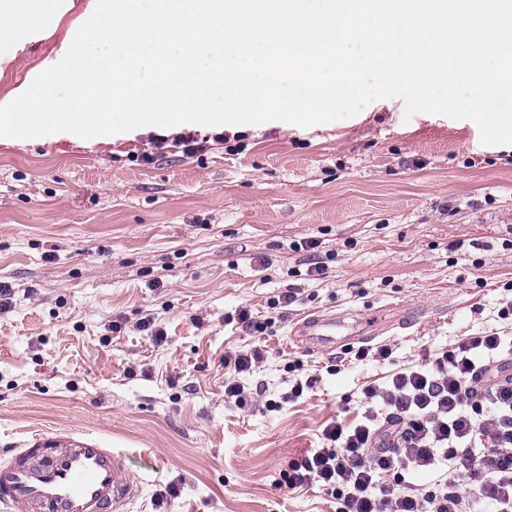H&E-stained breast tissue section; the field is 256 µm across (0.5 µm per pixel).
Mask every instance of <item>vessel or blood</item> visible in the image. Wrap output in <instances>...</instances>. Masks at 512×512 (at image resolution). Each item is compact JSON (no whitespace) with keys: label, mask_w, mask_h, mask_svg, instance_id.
Listing matches in <instances>:
<instances>
[{"label":"vessel or blood","mask_w":512,"mask_h":512,"mask_svg":"<svg viewBox=\"0 0 512 512\" xmlns=\"http://www.w3.org/2000/svg\"><path fill=\"white\" fill-rule=\"evenodd\" d=\"M343 315H312L293 341L310 350H335L365 341L364 332L337 336ZM138 479L123 454L95 439L61 436L11 449L0 459V506L5 512H130Z\"/></svg>","instance_id":"1"}]
</instances>
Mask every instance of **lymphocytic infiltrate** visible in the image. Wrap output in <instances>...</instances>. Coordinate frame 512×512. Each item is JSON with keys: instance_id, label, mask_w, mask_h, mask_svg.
<instances>
[{"instance_id": "f902f5d3", "label": "lymphocytic infiltrate", "mask_w": 512, "mask_h": 512, "mask_svg": "<svg viewBox=\"0 0 512 512\" xmlns=\"http://www.w3.org/2000/svg\"><path fill=\"white\" fill-rule=\"evenodd\" d=\"M504 345L494 333L464 340L434 357L432 369L400 372L387 388L368 389L386 407L384 420L326 427L325 447L293 462L289 488L318 483L339 492L340 512H478L486 501L512 512V378L484 381ZM484 434L493 447H477ZM442 467V488L421 495L380 480Z\"/></svg>"}]
</instances>
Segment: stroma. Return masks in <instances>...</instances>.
<instances>
[{
    "label": "stroma",
    "instance_id": "obj_1",
    "mask_svg": "<svg viewBox=\"0 0 512 512\" xmlns=\"http://www.w3.org/2000/svg\"><path fill=\"white\" fill-rule=\"evenodd\" d=\"M90 0H61L65 25ZM63 29H20L0 59V105L68 49ZM317 242L324 278L300 242ZM0 453L34 437H91L122 451L141 491L132 512H339L338 495L288 486L290 464L353 426L365 392L426 354L512 336V148L470 120L377 100L303 128L61 132L0 139ZM299 289L273 335L246 334ZM344 332L384 312L369 354L299 348L309 312ZM153 317L165 340L140 331ZM121 332H113V321ZM387 346L388 359L375 357ZM260 349L237 375L224 358ZM236 379L245 400L224 394ZM178 495L157 501L166 485ZM282 312L278 311L277 317H268L263 322H258L254 320L251 316L250 310L247 308L239 309L238 312H236V317L232 320H235L238 325H240V328L248 334L250 333H265L269 329L271 330L273 325L275 324V319L279 317V314Z\"/></svg>",
    "mask_w": 512,
    "mask_h": 512
}]
</instances>
